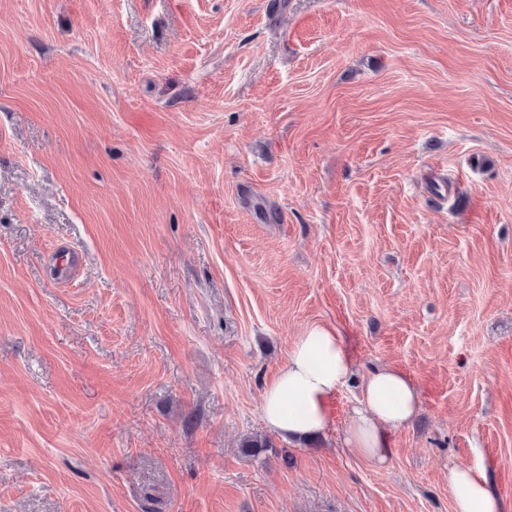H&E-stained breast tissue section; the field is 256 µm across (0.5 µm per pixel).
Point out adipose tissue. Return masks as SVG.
<instances>
[{
  "label": "adipose tissue",
  "mask_w": 512,
  "mask_h": 512,
  "mask_svg": "<svg viewBox=\"0 0 512 512\" xmlns=\"http://www.w3.org/2000/svg\"><path fill=\"white\" fill-rule=\"evenodd\" d=\"M353 373L343 336L313 324L298 336L274 381L264 389L260 412L266 425L291 440L321 434L332 422V403ZM361 406L344 437L347 451L384 461L388 435L406 426L420 409L414 381L401 370L379 366L361 382ZM448 493L453 512H512L483 470L451 467Z\"/></svg>",
  "instance_id": "obj_1"
}]
</instances>
